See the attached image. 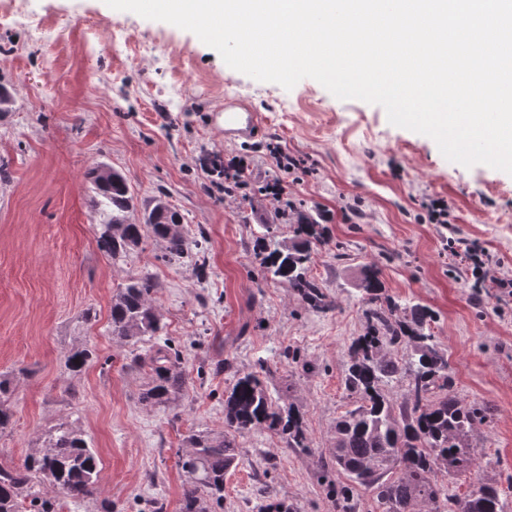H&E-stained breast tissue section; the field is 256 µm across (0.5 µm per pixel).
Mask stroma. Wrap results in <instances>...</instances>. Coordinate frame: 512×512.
<instances>
[{
  "label": "stroma",
  "mask_w": 512,
  "mask_h": 512,
  "mask_svg": "<svg viewBox=\"0 0 512 512\" xmlns=\"http://www.w3.org/2000/svg\"><path fill=\"white\" fill-rule=\"evenodd\" d=\"M28 5L45 22L40 39L0 15V84L13 97L0 112V374L14 387L0 464L21 465L51 427L67 422L96 449L101 472L93 498H57L60 512H152L156 497L163 512H183L178 461L190 431L224 430L225 357L247 370L275 356L268 388L299 408L313 452L284 448L266 432L241 438L217 512H258L268 494L296 512H330L317 457L333 448L336 419L352 407L347 351L368 330L360 282L374 267L386 297L433 311L427 330L448 355L455 390L491 407L469 438L471 467H440L435 482L458 495L482 483L506 487L512 299L492 288L474 293L448 241H478L496 272L512 276V175L450 162L430 137L391 125L382 106L337 99L313 79L289 91L254 80L193 33L104 0ZM117 26L145 52L113 38ZM228 98L266 117L261 137L225 140L213 114ZM273 147L302 163L287 176L289 210L263 191L277 174ZM238 155L250 175L233 196L206 165ZM100 164L127 177L132 222L162 199L181 214L187 237L206 234V271L168 260L148 232L120 260L106 257L88 178ZM433 199L447 202L449 224L430 223ZM302 214L324 229L309 273L336 302L331 312L312 311L259 266V225L288 242ZM132 276L153 279L164 335L188 375L187 394L165 407L140 401L148 374L131 358L145 344L107 332L112 295ZM81 346L95 359L75 375L64 357Z\"/></svg>",
  "instance_id": "stroma-1"
}]
</instances>
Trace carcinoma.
I'll list each match as a JSON object with an SVG mask.
<instances>
[{"instance_id": "obj_1", "label": "carcinoma", "mask_w": 512, "mask_h": 512, "mask_svg": "<svg viewBox=\"0 0 512 512\" xmlns=\"http://www.w3.org/2000/svg\"><path fill=\"white\" fill-rule=\"evenodd\" d=\"M100 197L97 243L112 260L136 246L143 228L165 243L169 260L189 256V243L180 231L181 216L166 201L156 200L143 223L127 222L133 206L127 178L107 164L88 173ZM317 222L302 217L289 244L275 239L272 225H261L257 236L260 266L288 282V287L313 311L325 313L334 302L319 282L308 274V264L319 242ZM368 331L348 348L345 390L356 407L336 420V445L330 459L318 457L319 479L333 512H355L354 489L373 492L382 512H445L447 494L433 480L440 464L454 472L470 464L468 438L490 418V406L468 403L454 390L448 355L436 347L434 336L424 333L432 312L420 304L404 307L382 295L378 272L363 280ZM154 283L148 276L132 278L112 295L108 332L127 344L151 340L161 331L152 303ZM410 320L396 317L398 308ZM93 361L87 348L71 350L68 369L82 372ZM132 362L148 370V388L141 400L165 406L186 391L187 377L181 356L169 346L153 353L133 355ZM224 392V432L195 431L187 436L192 451L181 461L188 474L184 512H210L209 505L224 502V476L237 466V438L256 430L277 436L285 448L312 454L300 410L280 404L270 394L266 379L273 373L267 358H257L254 368L233 369ZM406 383L403 399L395 403L383 393L393 381ZM12 389L9 377L0 374V429L11 424L8 407ZM100 477V459L83 432L69 423L48 431L43 449L20 467L0 465V512H55L54 502L40 489L48 482L51 492L73 500L94 496ZM454 512H507V498L495 484L483 483L453 498Z\"/></svg>"}]
</instances>
